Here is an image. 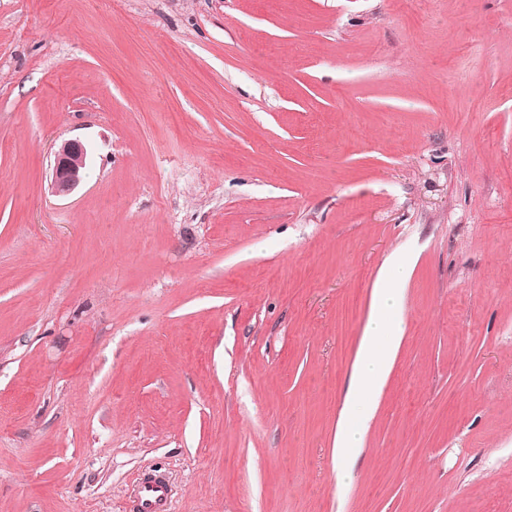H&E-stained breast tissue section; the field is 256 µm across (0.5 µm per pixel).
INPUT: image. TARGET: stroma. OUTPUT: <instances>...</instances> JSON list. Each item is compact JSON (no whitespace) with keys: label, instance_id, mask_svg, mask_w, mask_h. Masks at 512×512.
Masks as SVG:
<instances>
[{"label":"stroma","instance_id":"1","mask_svg":"<svg viewBox=\"0 0 512 512\" xmlns=\"http://www.w3.org/2000/svg\"><path fill=\"white\" fill-rule=\"evenodd\" d=\"M153 468L173 512H512V0H0V512ZM88 152L85 145L77 140H67L54 152L51 164V192L58 197L72 194L83 180L87 166ZM409 275V258L392 256L374 290L372 309L360 339L336 429L338 487L345 486L350 479L348 461L363 447L377 398L402 338L403 321L399 313L401 286Z\"/></svg>","mask_w":512,"mask_h":512}]
</instances>
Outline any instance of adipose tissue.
I'll list each match as a JSON object with an SVG mask.
<instances>
[{
    "instance_id": "adipose-tissue-1",
    "label": "adipose tissue",
    "mask_w": 512,
    "mask_h": 512,
    "mask_svg": "<svg viewBox=\"0 0 512 512\" xmlns=\"http://www.w3.org/2000/svg\"><path fill=\"white\" fill-rule=\"evenodd\" d=\"M409 275L408 258L392 256L374 290L372 309L360 339L336 429V476L342 486L350 478L349 460L363 446L377 398L402 338L403 321L399 307L402 285Z\"/></svg>"
}]
</instances>
